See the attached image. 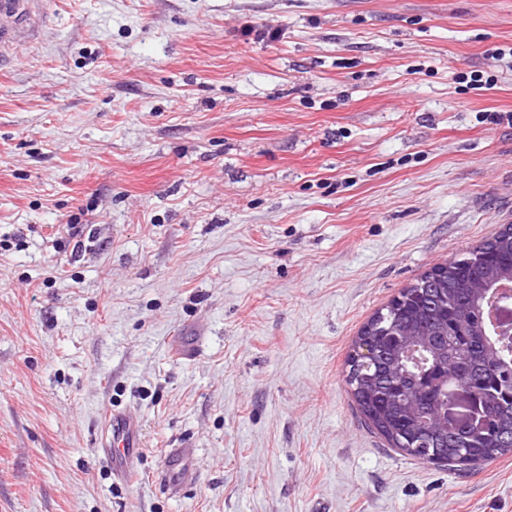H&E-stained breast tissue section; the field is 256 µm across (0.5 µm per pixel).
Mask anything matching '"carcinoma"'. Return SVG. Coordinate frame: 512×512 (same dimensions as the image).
Masks as SVG:
<instances>
[{
    "label": "carcinoma",
    "mask_w": 512,
    "mask_h": 512,
    "mask_svg": "<svg viewBox=\"0 0 512 512\" xmlns=\"http://www.w3.org/2000/svg\"><path fill=\"white\" fill-rule=\"evenodd\" d=\"M512 283V225L470 248L460 257L399 292L363 326L358 340L375 351V362L360 367L348 361L347 384L365 422L391 447L448 467L491 462L512 453V339L496 333L491 309L512 305V296L496 298V289ZM448 378L468 386L486 403L488 426L464 441L442 434L439 410L448 395L432 381ZM427 411L432 436L421 435L416 408Z\"/></svg>",
    "instance_id": "carcinoma-1"
}]
</instances>
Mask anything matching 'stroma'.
Returning <instances> with one entry per match:
<instances>
[{
    "mask_svg": "<svg viewBox=\"0 0 512 512\" xmlns=\"http://www.w3.org/2000/svg\"><path fill=\"white\" fill-rule=\"evenodd\" d=\"M496 47L512 0H49L0 68V512H512V453L404 455L345 383L375 311L512 222ZM106 428L111 433V439L106 444L110 451L113 443L116 448H122L124 453L126 448H139L135 438L140 430V422L135 416L128 412H114ZM191 455V448L180 444L178 448H170L163 456L158 474L166 491L172 496L179 495L195 477Z\"/></svg>",
    "mask_w": 512,
    "mask_h": 512,
    "instance_id": "1",
    "label": "stroma"
}]
</instances>
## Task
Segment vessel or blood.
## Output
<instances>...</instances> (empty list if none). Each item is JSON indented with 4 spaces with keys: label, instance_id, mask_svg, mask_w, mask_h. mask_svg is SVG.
<instances>
[{
    "label": "vessel or blood",
    "instance_id": "obj_1",
    "mask_svg": "<svg viewBox=\"0 0 512 512\" xmlns=\"http://www.w3.org/2000/svg\"><path fill=\"white\" fill-rule=\"evenodd\" d=\"M48 0H0V64L13 60L18 47L40 42L48 15ZM106 427L116 447H136L139 420L127 412L113 413ZM188 445L169 449L159 469L166 491L179 495L195 477Z\"/></svg>",
    "mask_w": 512,
    "mask_h": 512
}]
</instances>
